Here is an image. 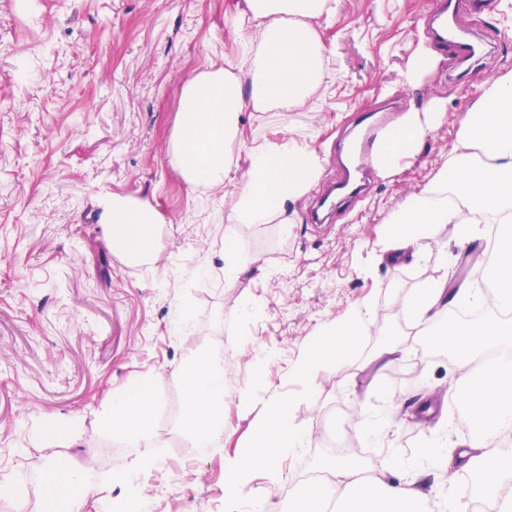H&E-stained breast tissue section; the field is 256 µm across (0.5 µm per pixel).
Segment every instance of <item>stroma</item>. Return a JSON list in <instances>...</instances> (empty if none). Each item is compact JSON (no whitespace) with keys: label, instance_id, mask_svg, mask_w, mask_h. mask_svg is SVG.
<instances>
[{"label":"stroma","instance_id":"1","mask_svg":"<svg viewBox=\"0 0 512 512\" xmlns=\"http://www.w3.org/2000/svg\"><path fill=\"white\" fill-rule=\"evenodd\" d=\"M315 26L327 47L324 83L310 108L258 111L245 105L230 178L187 185L169 158L183 86L240 65L253 29L246 0H0V476L16 484L18 464L35 454L47 467L59 454L105 487V499L129 500L113 483V464L88 468L112 393L175 380L189 350L220 345L224 430L209 457L158 459L154 482L139 484L154 512H227L229 465L250 442L270 401L287 396L288 375L321 329L354 306L373 314L352 359L320 375L295 410L306 447L286 459L279 478L261 472L246 492L290 512L303 468H318L324 439L358 437L348 410L402 419L427 394L443 397L453 377L448 356L424 353L425 338L405 330L406 357L381 373L367 362L395 318L384 311L429 279L462 272L468 244L448 232L428 240L414 259L380 260L381 233L408 198L429 186L484 81L512 69V18L501 0L456 16L468 37L485 42L482 59L459 63L427 34L433 0H329ZM432 51L435 68L408 85L416 53ZM445 102L440 125L402 172L374 175L364 196L326 224L310 211L336 177L357 113L392 117ZM310 137L321 157L318 182L294 206L290 228L278 222L234 224L237 189L248 177L250 151L292 135ZM133 196L159 215L148 263L126 264L99 222V198ZM232 242L243 272L225 281L224 244ZM187 333L176 331L178 310ZM252 393L249 402L238 393ZM455 408L417 428L400 427L368 444V460L414 458L425 438L446 435L458 453L463 431ZM55 425H48L46 415Z\"/></svg>","mask_w":512,"mask_h":512}]
</instances>
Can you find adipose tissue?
Masks as SVG:
<instances>
[{
    "mask_svg": "<svg viewBox=\"0 0 512 512\" xmlns=\"http://www.w3.org/2000/svg\"><path fill=\"white\" fill-rule=\"evenodd\" d=\"M255 50L248 53L249 87L217 68L198 74L183 87L181 110L171 135L170 158L187 184L222 183L231 167L229 148L239 135L244 101L255 109L293 111L308 105L325 77L327 48L312 22L326 11L327 0H246ZM486 106L470 112L450 151L452 168L435 183L409 198L385 230L383 251L389 259H410L424 241L443 229L468 240L477 225L494 216L503 230L483 273L495 283L493 295L482 289H448L446 279L426 281L403 300L405 316L418 333L437 336L455 360L458 378L453 398L464 403L471 433L464 451L449 457L441 437L431 436L414 459L390 457L361 468L334 463V485L310 479L296 488L294 512H322L334 501L336 512H472L473 499L488 502L494 512H512V452L498 451L500 436L512 431V70L485 82ZM444 114L432 101L426 114L408 111L397 120L401 138L386 144L375 160L381 174L401 170L415 157L424 138ZM321 158L306 136L251 150L249 178L238 191L236 224H267L286 213L317 182ZM112 246L127 256H146L158 222L156 212L128 196L109 195L99 203ZM372 309L352 308L336 325L325 328L291 379L310 392L322 371L344 367L364 336ZM183 378L182 430L201 441L224 426V372L206 356L180 364ZM299 399L275 400L255 427L248 450L232 467L224 493L241 499L244 482L256 471L278 476L285 458L297 454L305 435L295 423ZM160 399L151 386L113 395L102 426L138 448L154 444ZM460 465L473 479L471 498L428 497L415 488V471L429 466L445 472ZM60 472L68 495L49 488V500H62L66 512H82L99 498L81 469L50 462ZM398 482H391V475Z\"/></svg>",
    "mask_w": 512,
    "mask_h": 512,
    "instance_id": "1",
    "label": "adipose tissue"
}]
</instances>
